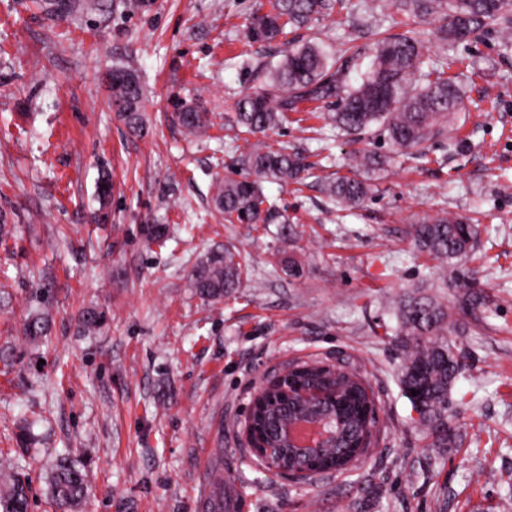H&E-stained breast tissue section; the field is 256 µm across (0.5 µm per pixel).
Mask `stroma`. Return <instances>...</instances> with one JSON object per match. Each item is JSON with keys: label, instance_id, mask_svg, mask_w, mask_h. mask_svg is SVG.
Instances as JSON below:
<instances>
[{"label": "stroma", "instance_id": "obj_1", "mask_svg": "<svg viewBox=\"0 0 512 512\" xmlns=\"http://www.w3.org/2000/svg\"><path fill=\"white\" fill-rule=\"evenodd\" d=\"M259 3L155 0L131 14L124 0H80L58 16L0 0V456L23 468L31 512H53L46 471L60 456L87 474L77 512H207L197 492L214 448L224 512H512V50L491 31L455 47L463 110L427 158H398L360 208L338 210L313 178L269 182L289 223L228 224L212 196L240 178L250 148L228 147L224 113L262 81L239 57ZM115 66L143 85L142 135L109 106ZM194 98L214 123L200 138L175 119ZM307 110L266 143L303 148L312 163L328 144L348 174L349 135ZM104 173L112 221L98 224ZM443 209L481 222L467 267L487 309L462 308L409 234L416 216ZM149 224L166 227L165 247L148 244ZM224 246L241 254V285L202 300L189 273ZM290 256L303 277H289ZM414 293L457 309L452 448L429 447L400 384L392 309ZM89 309L104 316L91 334L79 325ZM35 314L49 331L34 342L23 325ZM339 359L377 404L368 456L343 473L272 476L243 432L255 387L285 362Z\"/></svg>", "mask_w": 512, "mask_h": 512}]
</instances>
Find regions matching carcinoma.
<instances>
[{"label": "carcinoma", "instance_id": "carcinoma-1", "mask_svg": "<svg viewBox=\"0 0 512 512\" xmlns=\"http://www.w3.org/2000/svg\"><path fill=\"white\" fill-rule=\"evenodd\" d=\"M386 5L411 20L402 33L389 34L369 27L363 44L300 40L288 37L302 28H312L333 14L348 9L347 0H272L268 11H256L247 18L248 43L272 42L286 38L281 58L275 63L258 64L263 75L255 89L234 98L224 117V126L240 135H265L279 127L302 102L336 100V111L327 115L312 110L310 117L327 120L347 133H360L379 125L387 134L391 154L357 149L349 155L352 175L322 180L325 193L337 205L355 209L371 194L374 182L388 171L392 161L403 155L427 156L428 142L443 136L446 124L463 105L457 81L448 76L456 60L448 57V46L481 31H494L500 45L512 49V0H386ZM437 42L439 52L430 55ZM369 59L354 87L343 80L351 67ZM111 105L133 133L145 128L143 87L132 71L116 67L109 82ZM175 118L185 131L196 136L212 127L209 113L195 101H182ZM247 175L228 178L219 184L217 209L228 224H287L288 216L278 201L270 199L262 183L295 184L311 174L313 166L298 150L273 148L257 141L240 156ZM417 249L440 263L441 280L458 289L463 305L472 310L485 305L475 290L474 277L462 270L476 249L479 225L450 212L419 217L411 231ZM243 270L230 249L213 250L189 273L190 287L203 299L218 300L240 285ZM396 335L401 337L403 391L417 412L416 423L428 431L431 447L446 448L454 442L445 412L448 391L461 371L460 357L448 340L442 338L454 322V311L429 296L410 297L396 313ZM310 380L334 387L347 399L336 414V447L323 461L326 472L350 470L369 452L372 426L364 408L368 385L355 373L339 370L334 377L309 367ZM416 394H411V391ZM290 401L277 410L267 408L258 420L266 445H272L277 425L297 411ZM6 481L0 490V512H31L30 487L14 471L13 463L0 466ZM48 495L60 512L82 501L87 495L84 469L69 458H62L47 476Z\"/></svg>", "mask_w": 512, "mask_h": 512}]
</instances>
